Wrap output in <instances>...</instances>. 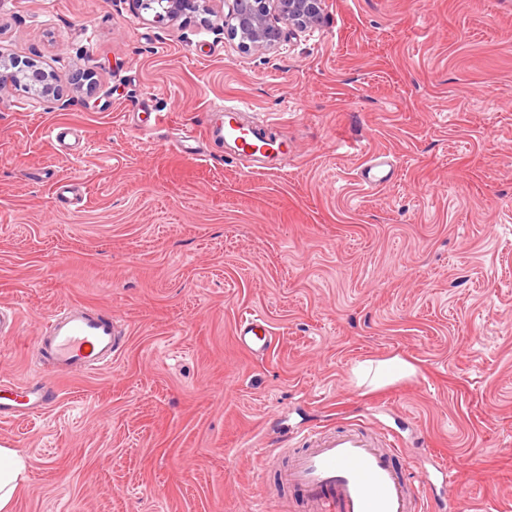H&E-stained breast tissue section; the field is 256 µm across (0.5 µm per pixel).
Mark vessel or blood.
I'll return each instance as SVG.
<instances>
[{
  "mask_svg": "<svg viewBox=\"0 0 512 512\" xmlns=\"http://www.w3.org/2000/svg\"><path fill=\"white\" fill-rule=\"evenodd\" d=\"M246 108L240 101L213 106L219 123L201 132L191 126L182 128L176 136L178 148L185 152L212 138L240 157L281 155L282 144L268 140L264 120H242ZM394 175L386 156L373 155L361 181L375 188ZM121 336L112 314L64 305L45 320L35 347L58 370L91 373L111 366L121 352ZM237 338L245 349L262 354L269 349L273 332L262 315L250 313L241 316ZM57 395L51 375L33 384L1 381L0 418L44 410ZM401 457V448L389 435L367 432L353 420L336 430L309 432L303 447L289 452L283 480L301 496L308 512H426L427 501L415 483L412 467Z\"/></svg>",
  "mask_w": 512,
  "mask_h": 512,
  "instance_id": "vessel-or-blood-1",
  "label": "vessel or blood"
}]
</instances>
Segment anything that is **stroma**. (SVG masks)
<instances>
[{
	"label": "stroma",
	"mask_w": 512,
	"mask_h": 512,
	"mask_svg": "<svg viewBox=\"0 0 512 512\" xmlns=\"http://www.w3.org/2000/svg\"><path fill=\"white\" fill-rule=\"evenodd\" d=\"M323 15L245 52L133 0H0V55L60 91L0 93V305L20 310L0 379H41L34 338L57 305L129 329L110 368L61 374L50 407L0 420L27 461L13 512H304L249 445L359 418L418 475L453 473L429 502L512 512V0ZM224 98L269 119L287 156L179 152L176 130ZM379 151L399 176L369 189ZM249 311L273 329L266 356L236 342ZM394 355L415 373L355 385L354 365Z\"/></svg>",
	"instance_id": "stroma-1"
}]
</instances>
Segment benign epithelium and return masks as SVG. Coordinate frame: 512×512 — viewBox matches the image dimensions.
<instances>
[{
	"mask_svg": "<svg viewBox=\"0 0 512 512\" xmlns=\"http://www.w3.org/2000/svg\"><path fill=\"white\" fill-rule=\"evenodd\" d=\"M140 9L153 12V22H172L192 12L215 32L237 41L243 51L271 50L284 38L282 25L304 29L323 16V0H229L228 12L213 22L212 0H134ZM39 90L46 100L58 99L53 74L32 61L0 55V91L14 88Z\"/></svg>",
	"mask_w": 512,
	"mask_h": 512,
	"instance_id": "obj_1",
	"label": "benign epithelium"
}]
</instances>
